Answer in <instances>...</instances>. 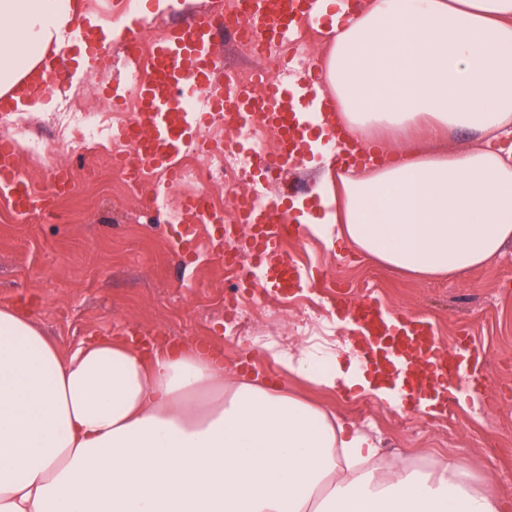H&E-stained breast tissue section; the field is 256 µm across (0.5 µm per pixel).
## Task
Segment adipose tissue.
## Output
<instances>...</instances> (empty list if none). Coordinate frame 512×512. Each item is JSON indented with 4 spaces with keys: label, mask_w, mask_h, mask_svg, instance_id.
<instances>
[{
    "label": "adipose tissue",
    "mask_w": 512,
    "mask_h": 512,
    "mask_svg": "<svg viewBox=\"0 0 512 512\" xmlns=\"http://www.w3.org/2000/svg\"><path fill=\"white\" fill-rule=\"evenodd\" d=\"M77 0H0V95L34 115L26 76L58 54ZM327 109L361 169L324 168L289 212L383 266L461 276L512 244V0H363L317 45ZM469 133L448 151L449 133ZM290 377L341 394L370 381L355 339L265 343ZM0 512H503L466 467L384 466L367 430L229 375L201 347L96 339L62 354L0 307Z\"/></svg>",
    "instance_id": "adipose-tissue-1"
}]
</instances>
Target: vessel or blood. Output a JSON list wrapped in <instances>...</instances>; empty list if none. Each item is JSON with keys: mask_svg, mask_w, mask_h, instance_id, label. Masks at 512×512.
<instances>
[{"mask_svg": "<svg viewBox=\"0 0 512 512\" xmlns=\"http://www.w3.org/2000/svg\"><path fill=\"white\" fill-rule=\"evenodd\" d=\"M252 16L254 31H269L270 45L284 62V75L272 78L266 88L264 111L253 109L247 87L236 84L224 91L210 82L214 66L212 44L216 35L213 15L199 12L173 24L156 49L153 69L140 88L141 122L150 128L151 138L141 160L146 164L172 166L174 156L189 134L204 126L217 112H232L238 127L254 123L278 131L292 145L291 152L279 158L278 166L294 167L310 154L313 129L307 117L320 112L325 85L316 64L297 62L296 45L301 31L325 30L337 17L353 18L359 0H255ZM204 100L202 109L192 108L194 100ZM336 146L333 161L344 167L358 161L360 153L340 130L330 135ZM69 189V176L59 172L48 195L30 193L14 164L9 140L0 139V197L10 200L19 212L46 204L50 195ZM249 230L252 256L262 271L264 286L280 290L310 287L313 276L300 265L287 263L278 249L282 234H299V225L288 218L283 199L244 200L238 214ZM336 313L350 319L366 345L362 363L371 372L392 379H403L412 401L439 393L441 406H448L461 392H484L488 377L486 355L470 336H459L453 348H444L424 316L386 314L372 297L354 299L337 291Z\"/></svg>", "mask_w": 512, "mask_h": 512, "instance_id": "vessel-or-blood-1", "label": "vessel or blood"}]
</instances>
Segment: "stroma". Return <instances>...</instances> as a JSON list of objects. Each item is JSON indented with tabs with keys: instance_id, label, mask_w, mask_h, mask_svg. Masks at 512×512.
<instances>
[{
	"instance_id": "stroma-1",
	"label": "stroma",
	"mask_w": 512,
	"mask_h": 512,
	"mask_svg": "<svg viewBox=\"0 0 512 512\" xmlns=\"http://www.w3.org/2000/svg\"><path fill=\"white\" fill-rule=\"evenodd\" d=\"M67 66L53 110L37 118L56 168L81 174L80 157L61 146L54 124L72 92L106 95L93 65H80L61 50ZM152 203L130 210L126 201L93 188L56 200L47 224L24 223L0 198V307L27 314L59 348L69 351L93 337L156 336L173 342L197 341L222 349L224 365L235 368L241 353L257 356L258 374L281 381L275 363L252 346L256 336L299 343L309 335L346 337L331 307L328 288L346 287L352 297L376 298L386 309L430 318L438 339L453 347L469 334L487 351L496 379L479 410L459 404L435 416L410 407L376 403L356 388L345 395L312 392L337 417L372 430L390 458L454 461L472 469L488 487L512 500V246L494 262L462 277L417 278L365 258L343 243L325 245L301 233L290 246L301 262H313L323 283L304 289L280 305L274 322L260 319L228 335L224 316V259L208 238L178 245L177 224H157Z\"/></svg>"
}]
</instances>
